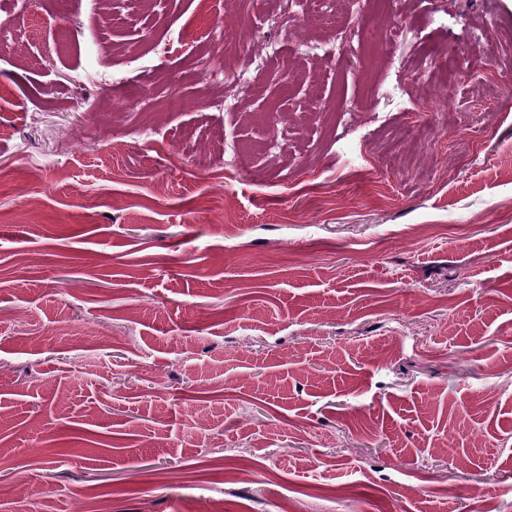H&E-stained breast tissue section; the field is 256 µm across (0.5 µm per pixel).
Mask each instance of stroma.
I'll return each mask as SVG.
<instances>
[{
  "label": "stroma",
  "mask_w": 512,
  "mask_h": 512,
  "mask_svg": "<svg viewBox=\"0 0 512 512\" xmlns=\"http://www.w3.org/2000/svg\"><path fill=\"white\" fill-rule=\"evenodd\" d=\"M299 12L0 0V512H512V0Z\"/></svg>",
  "instance_id": "obj_1"
}]
</instances>
